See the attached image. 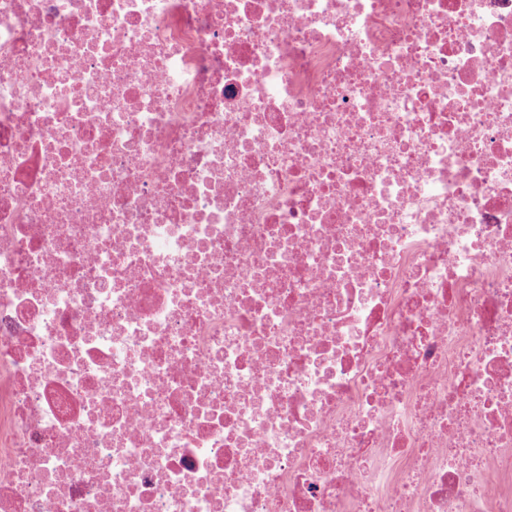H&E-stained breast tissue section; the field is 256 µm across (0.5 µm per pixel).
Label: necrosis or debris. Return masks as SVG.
I'll list each match as a JSON object with an SVG mask.
<instances>
[{"label": "necrosis or debris", "mask_w": 512, "mask_h": 512, "mask_svg": "<svg viewBox=\"0 0 512 512\" xmlns=\"http://www.w3.org/2000/svg\"><path fill=\"white\" fill-rule=\"evenodd\" d=\"M0 512H512V0H0Z\"/></svg>", "instance_id": "1"}]
</instances>
